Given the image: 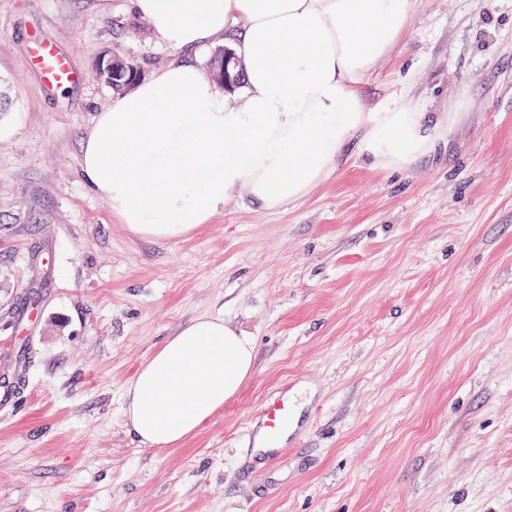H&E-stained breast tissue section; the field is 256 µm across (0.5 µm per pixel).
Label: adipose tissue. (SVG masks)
Here are the masks:
<instances>
[{
	"label": "adipose tissue",
	"mask_w": 512,
	"mask_h": 512,
	"mask_svg": "<svg viewBox=\"0 0 512 512\" xmlns=\"http://www.w3.org/2000/svg\"><path fill=\"white\" fill-rule=\"evenodd\" d=\"M178 58L97 113L80 168L126 231L183 239L237 192L275 211L328 179L348 151L378 167L431 152L448 113L369 111L362 87L399 40L412 0H129ZM222 40L242 62L234 107L184 51ZM255 370V346L222 316L168 337L124 387L139 446L173 448Z\"/></svg>",
	"instance_id": "1"
}]
</instances>
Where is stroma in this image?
<instances>
[{"mask_svg": "<svg viewBox=\"0 0 512 512\" xmlns=\"http://www.w3.org/2000/svg\"><path fill=\"white\" fill-rule=\"evenodd\" d=\"M115 53L172 59L128 0H0V512H512V0H413L371 71L370 111L451 113L429 155H350L184 239L131 235L80 171ZM201 314L252 338L254 373L182 446L140 447L124 386ZM285 385L313 424L242 480ZM34 63L42 71L50 84H68L74 79V73L65 59L50 43H39L34 51Z\"/></svg>", "mask_w": 512, "mask_h": 512, "instance_id": "stroma-1", "label": "stroma"}]
</instances>
